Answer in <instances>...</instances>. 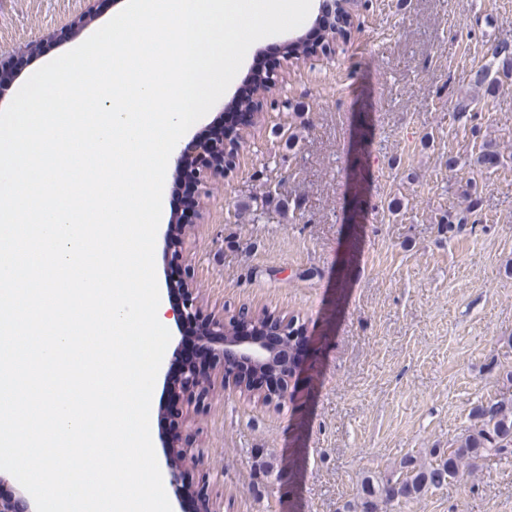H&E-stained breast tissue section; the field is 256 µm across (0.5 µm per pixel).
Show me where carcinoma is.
Returning a JSON list of instances; mask_svg holds the SVG:
<instances>
[{
    "label": "carcinoma",
    "instance_id": "carcinoma-1",
    "mask_svg": "<svg viewBox=\"0 0 512 512\" xmlns=\"http://www.w3.org/2000/svg\"><path fill=\"white\" fill-rule=\"evenodd\" d=\"M509 71L512 72V47L502 42L492 49L490 62L473 73V85L489 91L499 85L498 76ZM456 117L470 122L472 136L479 137L478 113L471 102H458ZM471 418L473 424L456 445L432 449V455L438 458L436 465L413 468L404 478L389 479L381 486L363 482L358 500L346 504L344 512H385L400 499H415L432 488L450 484L478 468V461L484 458H512V395L503 394L474 407Z\"/></svg>",
    "mask_w": 512,
    "mask_h": 512
}]
</instances>
